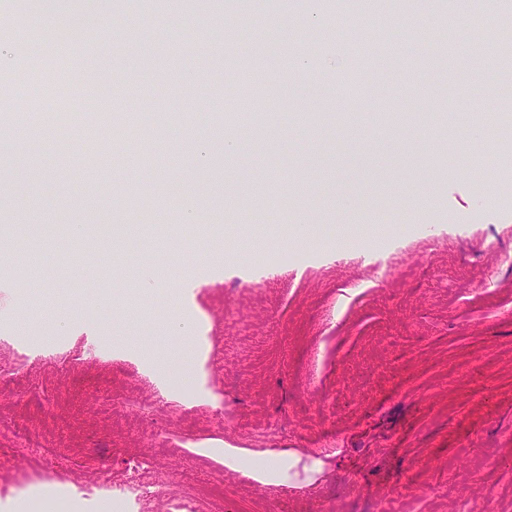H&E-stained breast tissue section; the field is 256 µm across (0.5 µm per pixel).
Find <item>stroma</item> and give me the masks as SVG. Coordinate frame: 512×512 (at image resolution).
Listing matches in <instances>:
<instances>
[{
	"label": "stroma",
	"mask_w": 512,
	"mask_h": 512,
	"mask_svg": "<svg viewBox=\"0 0 512 512\" xmlns=\"http://www.w3.org/2000/svg\"><path fill=\"white\" fill-rule=\"evenodd\" d=\"M338 3L22 0L28 28L73 13L87 39L0 111H58L61 82L140 122L93 159L0 126V223L41 241L0 266V419L52 451L0 446V512H512V59L488 76L463 35L426 39L461 7L494 49L512 0ZM356 41L401 59L381 97L340 83L365 73ZM486 113L501 130L476 152ZM99 482L126 501L105 509Z\"/></svg>",
	"instance_id": "stroma-1"
}]
</instances>
